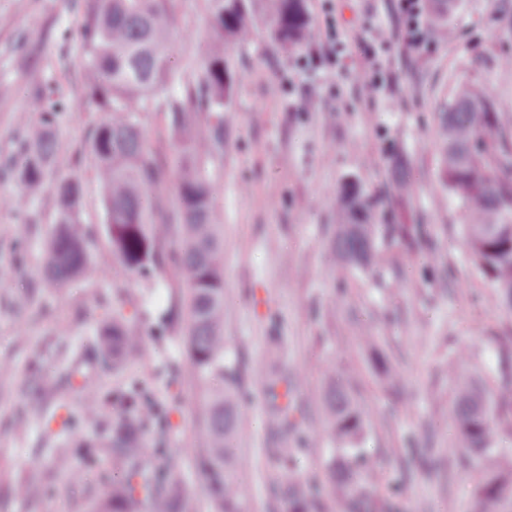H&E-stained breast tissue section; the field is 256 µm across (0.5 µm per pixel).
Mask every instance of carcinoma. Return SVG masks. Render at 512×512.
<instances>
[{"label":"carcinoma","mask_w":512,"mask_h":512,"mask_svg":"<svg viewBox=\"0 0 512 512\" xmlns=\"http://www.w3.org/2000/svg\"><path fill=\"white\" fill-rule=\"evenodd\" d=\"M210 34L202 73L180 96L165 100L163 112L176 138V207L156 192L159 155L146 143L139 114L154 107L155 96L175 80L170 65V0H82L83 81L87 101L105 117L88 133L83 152L92 160L105 210L112 259L126 271L148 276L164 267L170 245L179 243L177 267L187 282L189 371L202 389V437L197 466L214 512H250L249 491L238 473L237 439L243 426V396L238 365L228 359L224 336V224L206 161L224 142V106L233 91V76L224 59L228 41L247 42L253 34L254 0H206ZM269 35L284 52L301 47L310 36L307 0H268ZM21 137V161L4 163L31 197L52 189L56 221L45 241V271L50 285L68 292L75 281L98 273L90 244L94 232L83 221V198L76 170L57 166L58 105L44 101L40 88ZM442 184L462 212L460 234L478 269L494 284L500 308L512 315V148L494 102L464 86L441 112ZM340 223L334 225L328 263L337 269L377 271L387 248L416 243L413 224L376 223V199L357 184L337 192ZM142 338L124 310H107L98 330L100 363L117 369L140 351ZM472 353L461 347L448 357L453 383L452 429L458 448L479 465L499 452V428L493 412L512 413V365L500 364L506 382L496 389L468 373ZM322 420L334 445L324 461L328 494L315 496L296 473L292 448L269 449L280 465L276 494L288 512H325L340 501L357 512L375 483L372 456L360 447L370 408L355 396V380L334 370L326 373ZM271 409L281 430L296 427L295 410L281 401L288 379L271 367L262 375ZM74 372L61 375L35 409L48 417L63 407L74 387ZM120 416L112 421V442L100 449L90 440L54 454L65 468L73 455L102 450L120 470L112 497L99 512H182L177 486L159 480L160 463L145 465L146 453L137 424L148 413L146 397L129 391L117 397ZM473 512H512V462L486 468L473 500Z\"/></svg>","instance_id":"obj_1"}]
</instances>
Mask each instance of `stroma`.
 <instances>
[{
  "mask_svg": "<svg viewBox=\"0 0 512 512\" xmlns=\"http://www.w3.org/2000/svg\"><path fill=\"white\" fill-rule=\"evenodd\" d=\"M332 3L337 52L313 58L302 47L281 55L261 12L252 39L227 47L234 92L224 109V142L208 163L224 218V334L243 379L241 446L253 512L284 510L270 496L276 465L268 451L282 438L261 384L273 336L285 341L281 367L310 429L320 426L324 370L354 373L359 400L373 410L365 446L376 460L374 512H469L479 468L453 446L447 360L469 347L478 374L498 388V362L512 352V318L460 242L461 210L440 180L438 112L468 84L494 102L512 132V0H442L425 50H378L385 82L377 92L361 48L369 27L395 26L393 0ZM170 11L172 65L183 82L196 81L209 31L204 0H171ZM81 15L78 0H0V85L11 88L0 96V163L18 156L19 117L29 110L32 86L63 103L57 162L65 172L80 169L83 219L96 232L91 254L104 263L99 279L58 296L42 273L52 198H27L13 177H0V197L13 201L0 208V362L11 365L0 372V512H92L112 490L111 456L72 461L66 474L53 468L49 451L83 435L107 443L113 395L136 388L157 418L140 429L149 458L175 459L171 475L184 512H213L194 469L201 408L188 371L185 318L158 329L173 298L185 297V279L171 265L145 278L109 259L94 169L77 161L85 133L102 118L82 98ZM21 54L29 69H18ZM141 124L162 159L159 189L171 193L175 140L165 115L142 113ZM395 155L413 170L411 193L392 185ZM351 178L377 198L383 222L398 215L425 234L414 250L391 247L376 276L353 269L341 277L326 263L336 193ZM107 304L123 307L143 337L141 352L114 373L64 354L95 344ZM366 329L399 373L396 385L375 370L376 351L358 346ZM72 366L98 398V421L87 422L74 393L59 419L30 413L33 396ZM20 481L37 487L31 501L15 499Z\"/></svg>",
  "mask_w": 512,
  "mask_h": 512,
  "instance_id": "stroma-1",
  "label": "stroma"
}]
</instances>
